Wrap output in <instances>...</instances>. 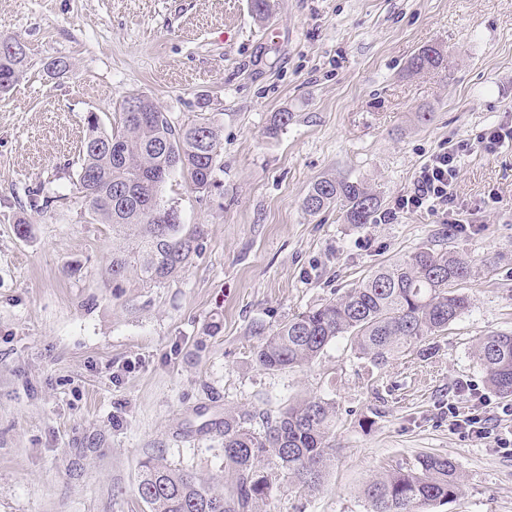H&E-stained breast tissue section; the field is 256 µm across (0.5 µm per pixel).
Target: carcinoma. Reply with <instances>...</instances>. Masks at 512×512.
I'll list each match as a JSON object with an SVG mask.
<instances>
[{
    "label": "carcinoma",
    "mask_w": 512,
    "mask_h": 512,
    "mask_svg": "<svg viewBox=\"0 0 512 512\" xmlns=\"http://www.w3.org/2000/svg\"><path fill=\"white\" fill-rule=\"evenodd\" d=\"M27 57L24 41L1 29L0 94L19 81ZM444 61L442 50L428 45L410 59L407 71L440 70ZM130 100L140 102L144 118L124 105L118 123L107 128L96 113H88L76 170L75 186L86 214L112 226L106 275L114 293L131 275L146 285L174 278L200 254L203 230L184 228L162 188L181 173L196 189L210 190L223 142L218 127L203 114L176 126L155 101ZM291 120L289 112L273 113L266 136L278 137ZM333 205L342 207L347 223L366 224L380 202L361 181L326 177L314 182L303 199L309 215ZM471 273L467 261L444 248H419L280 324L262 339L256 361L269 371L303 366L339 338L375 368L413 348L428 356L430 339L468 311L470 299L460 285ZM472 354L487 388L512 397V334L482 336ZM336 415V403L317 395L267 419L259 431L252 427L253 414L226 412L224 471L232 476L227 492L216 494L192 473L150 458L142 465L140 498L151 512H259L277 471L296 489L314 492L331 463ZM461 491L457 466L425 455L373 477L363 495L369 512H428Z\"/></svg>",
    "instance_id": "obj_1"
}]
</instances>
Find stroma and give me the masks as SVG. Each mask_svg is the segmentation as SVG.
<instances>
[{
	"instance_id": "35a3bbf8",
	"label": "stroma",
	"mask_w": 512,
	"mask_h": 512,
	"mask_svg": "<svg viewBox=\"0 0 512 512\" xmlns=\"http://www.w3.org/2000/svg\"><path fill=\"white\" fill-rule=\"evenodd\" d=\"M0 0V27L29 49L0 94V512H148L141 465L163 459L223 492L224 413L254 428L296 400L335 401V452L322 486L277 476L262 512H368L376 473L429 454L453 461L462 494L433 512H512V454L451 425L449 407L484 404L478 337L512 332V145L479 139L512 120V0ZM445 67L409 73L424 46ZM71 69L49 77L46 64ZM132 96L175 124L217 125V185L163 187L203 250L180 276L103 278L112 229L85 215L74 186L84 119H118ZM293 115L278 138L272 113ZM430 113L428 122L415 114ZM460 156L457 197L471 230L435 214L388 213L441 148ZM379 196V218L346 223L302 202L324 177ZM31 232L19 237L14 218ZM437 241L471 262L469 310L436 338L367 371L345 340L303 368L268 371L263 337L372 269Z\"/></svg>"
}]
</instances>
